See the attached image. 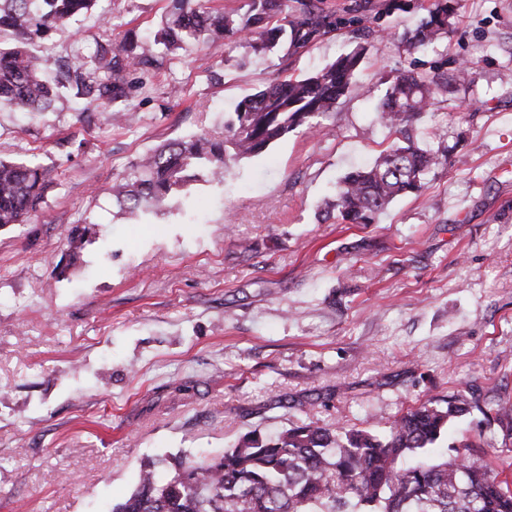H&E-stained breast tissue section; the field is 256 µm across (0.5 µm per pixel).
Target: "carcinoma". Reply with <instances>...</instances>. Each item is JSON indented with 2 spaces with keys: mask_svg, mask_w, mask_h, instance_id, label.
Returning <instances> with one entry per match:
<instances>
[{
  "mask_svg": "<svg viewBox=\"0 0 512 512\" xmlns=\"http://www.w3.org/2000/svg\"><path fill=\"white\" fill-rule=\"evenodd\" d=\"M187 2L175 0L153 44L98 41L89 62H72L64 81L50 85L29 45L93 11L97 0H0V31L16 36L13 45L0 48V104L44 112L60 90L73 86L76 95L112 108L119 124L129 126L136 119L129 107L135 90L130 75L151 66L153 47L175 56L196 42L214 45L238 36L266 53L287 40L301 47L328 26L314 4L277 24L282 0H251L244 17ZM452 11L449 0H437L408 39L410 48L427 49L446 32ZM361 56L352 51L308 77L271 81L237 104L220 138L193 135L149 150L112 184V199L131 216L157 209L192 177L219 179L228 162L258 155L290 132L323 130L320 119L352 91ZM444 90L439 77L407 71L387 92L378 118L400 133L433 110ZM444 158L410 141L389 146L370 166L336 184L338 217L349 224L373 223L396 197L420 192ZM49 186L44 166L0 159V227L26 223ZM473 409L497 425L504 439L512 438V402L484 407L461 395L408 408L382 435L313 423L274 438L252 431L221 456L179 462L164 480L144 470L134 491L110 512H512V482L474 452L472 441L461 440L444 458L430 455L448 426Z\"/></svg>",
  "mask_w": 512,
  "mask_h": 512,
  "instance_id": "carcinoma-1",
  "label": "carcinoma"
}]
</instances>
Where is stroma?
I'll list each match as a JSON object with an SVG mask.
<instances>
[{
  "instance_id": "1",
  "label": "stroma",
  "mask_w": 512,
  "mask_h": 512,
  "mask_svg": "<svg viewBox=\"0 0 512 512\" xmlns=\"http://www.w3.org/2000/svg\"><path fill=\"white\" fill-rule=\"evenodd\" d=\"M314 2L331 27L305 47L257 54L233 37L159 59L133 126L71 92L45 112L0 109V157L53 176L31 221L0 227V512H109L144 466L164 476L251 431L381 433L427 399H512V0H452L447 34L423 53L407 39L435 0ZM170 8L98 0L36 46L45 76L96 41L150 35ZM358 46V89L322 133H290L135 219L112 199L149 149L222 136L270 79ZM404 70L448 79L411 131L447 161L376 223H343L325 202L401 141L377 112ZM465 431L485 435L494 467L512 466L475 410L436 454Z\"/></svg>"
}]
</instances>
